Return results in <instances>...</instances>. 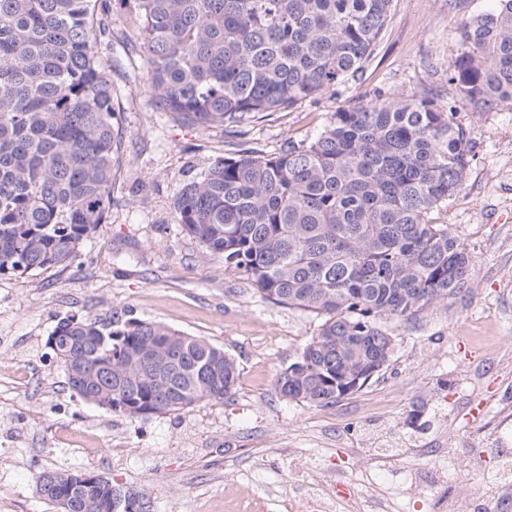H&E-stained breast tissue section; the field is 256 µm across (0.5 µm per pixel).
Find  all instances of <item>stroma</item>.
I'll return each instance as SVG.
<instances>
[{"instance_id": "1", "label": "stroma", "mask_w": 512, "mask_h": 512, "mask_svg": "<svg viewBox=\"0 0 512 512\" xmlns=\"http://www.w3.org/2000/svg\"><path fill=\"white\" fill-rule=\"evenodd\" d=\"M493 0H394L359 80L323 89L236 133L201 130L156 111L126 47L133 0H106L98 43L112 62L126 152L114 202L68 265L0 276V497L10 512H55L38 492L47 469L83 470L133 490L151 512H285L309 482L339 487L348 512H445L512 449V106L457 104L448 66L458 26ZM457 105L475 148L463 186L434 213L470 253L471 289L412 321L388 319L387 365L330 407L281 398L277 375L318 332L320 316L261 300L223 261L204 260L177 228L173 201L216 158L273 151L316 136L329 116L375 93ZM125 308L223 347L239 377L228 398L126 417L68 386L47 338L67 316ZM131 448L113 458L109 444ZM443 479L416 490L408 473ZM366 489L365 500L351 496Z\"/></svg>"}]
</instances>
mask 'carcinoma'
<instances>
[{
	"instance_id": "cac0c4a2",
	"label": "carcinoma",
	"mask_w": 512,
	"mask_h": 512,
	"mask_svg": "<svg viewBox=\"0 0 512 512\" xmlns=\"http://www.w3.org/2000/svg\"><path fill=\"white\" fill-rule=\"evenodd\" d=\"M98 0H0V275L72 262L112 207L125 152ZM393 0H136L148 89L200 129L238 128L365 68ZM458 101L512 106V0L460 27ZM473 143L455 108L378 92L311 141L220 157L174 200L202 257L264 299L323 317L277 376L283 398L333 405L388 362L382 319H415L471 289V258L432 214L461 189ZM47 344L69 387L127 417L222 401L238 372L221 347L133 316L61 319ZM113 512L112 482L73 490Z\"/></svg>"
}]
</instances>
